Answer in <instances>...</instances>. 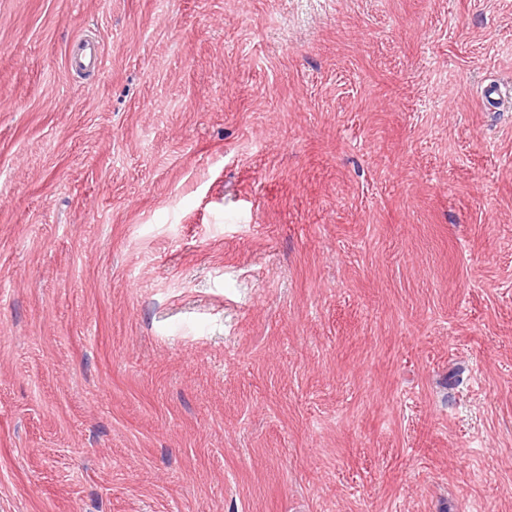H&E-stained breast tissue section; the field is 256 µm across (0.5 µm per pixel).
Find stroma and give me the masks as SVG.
Wrapping results in <instances>:
<instances>
[{
    "label": "stroma",
    "mask_w": 512,
    "mask_h": 512,
    "mask_svg": "<svg viewBox=\"0 0 512 512\" xmlns=\"http://www.w3.org/2000/svg\"><path fill=\"white\" fill-rule=\"evenodd\" d=\"M0 512H512V0H0ZM79 42L80 45L72 52L71 64L85 69H96L100 61V52L96 42L89 38H80Z\"/></svg>",
    "instance_id": "stroma-1"
}]
</instances>
